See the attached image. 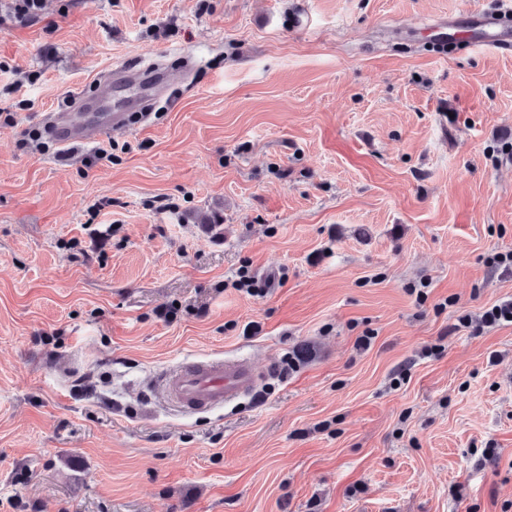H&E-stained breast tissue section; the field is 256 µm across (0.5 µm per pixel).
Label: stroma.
Segmentation results:
<instances>
[{
	"label": "stroma",
	"instance_id": "35a3bbf8",
	"mask_svg": "<svg viewBox=\"0 0 512 512\" xmlns=\"http://www.w3.org/2000/svg\"><path fill=\"white\" fill-rule=\"evenodd\" d=\"M493 4L43 0L0 27V512H512V324L478 321L512 296L487 266L512 55L424 39ZM121 64L159 89L103 95ZM68 95L150 123L90 169L19 149ZM239 355L275 366L253 397H158Z\"/></svg>",
	"mask_w": 512,
	"mask_h": 512
}]
</instances>
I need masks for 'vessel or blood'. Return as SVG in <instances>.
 Masks as SVG:
<instances>
[{
  "label": "vessel or blood",
  "instance_id": "b4317fda",
  "mask_svg": "<svg viewBox=\"0 0 512 512\" xmlns=\"http://www.w3.org/2000/svg\"><path fill=\"white\" fill-rule=\"evenodd\" d=\"M431 27L436 34L432 46L437 56H445L450 44L469 50L512 54V0H499L491 10L475 9L439 16ZM122 113L83 116L73 121L71 113H55L51 125L60 146L89 143L123 126ZM264 377L257 364L245 357H202L186 361L163 372L158 383L164 400L183 411L210 410L252 396Z\"/></svg>",
  "mask_w": 512,
  "mask_h": 512
}]
</instances>
